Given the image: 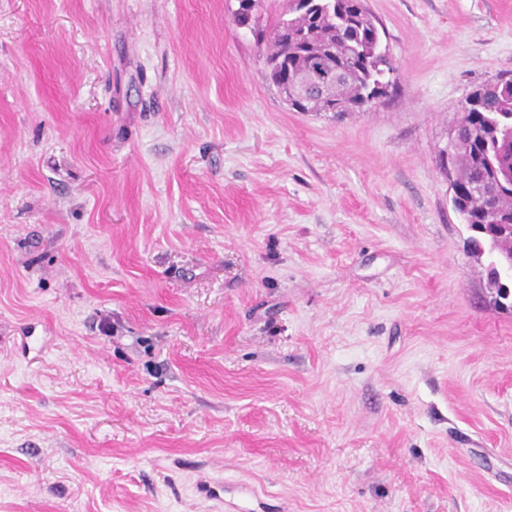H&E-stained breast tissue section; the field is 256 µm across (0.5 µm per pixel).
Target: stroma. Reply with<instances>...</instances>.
Here are the masks:
<instances>
[{"instance_id": "35a3bbf8", "label": "stroma", "mask_w": 512, "mask_h": 512, "mask_svg": "<svg viewBox=\"0 0 512 512\" xmlns=\"http://www.w3.org/2000/svg\"><path fill=\"white\" fill-rule=\"evenodd\" d=\"M366 4L396 79L339 116L236 0H0V512H512L440 157L512 0ZM237 2V9L233 13L237 24L247 26L253 32L257 31L258 35L264 41L265 31L264 29H260L262 22V15L260 14L261 3L257 6L251 7L245 4V2H249V0H238ZM242 9L244 11H242ZM240 14H243L244 17L242 18Z\"/></svg>"}]
</instances>
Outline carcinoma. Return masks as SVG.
Listing matches in <instances>:
<instances>
[{
	"label": "carcinoma",
	"mask_w": 512,
	"mask_h": 512,
	"mask_svg": "<svg viewBox=\"0 0 512 512\" xmlns=\"http://www.w3.org/2000/svg\"><path fill=\"white\" fill-rule=\"evenodd\" d=\"M238 0L234 16L260 37L270 36L265 63L280 89L296 78L305 95L288 101L298 112H365L391 85L395 67L377 19L365 0H288V8L261 29L260 6ZM465 123L449 156L457 166L455 210L485 250L512 252V232L492 240L478 229L512 225V79L475 90L462 107Z\"/></svg>",
	"instance_id": "1"
}]
</instances>
